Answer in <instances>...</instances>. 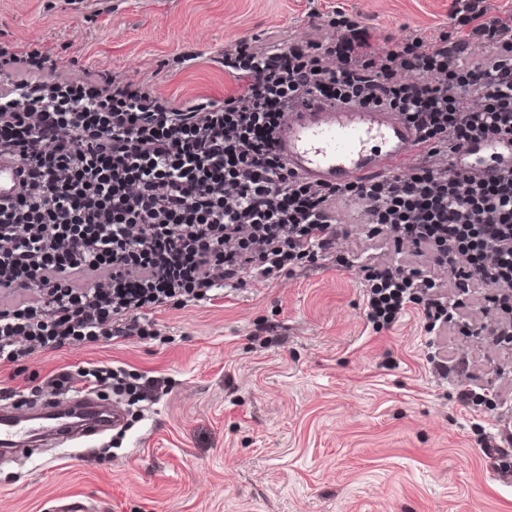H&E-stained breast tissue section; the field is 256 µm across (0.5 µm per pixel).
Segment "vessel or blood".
<instances>
[{"instance_id": "1", "label": "vessel or blood", "mask_w": 512, "mask_h": 512, "mask_svg": "<svg viewBox=\"0 0 512 512\" xmlns=\"http://www.w3.org/2000/svg\"><path fill=\"white\" fill-rule=\"evenodd\" d=\"M289 166L300 175L334 183L394 173L421 149L394 112L348 105L309 104L291 112L279 133ZM512 156V141L490 140L467 154L464 168H484L486 157ZM124 423V411L87 395L48 402L32 415L0 413V454L27 459L32 447L90 445Z\"/></svg>"}]
</instances>
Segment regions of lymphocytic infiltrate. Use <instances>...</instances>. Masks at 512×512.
Segmentation results:
<instances>
[{"mask_svg":"<svg viewBox=\"0 0 512 512\" xmlns=\"http://www.w3.org/2000/svg\"><path fill=\"white\" fill-rule=\"evenodd\" d=\"M494 2L452 7L447 27L380 49L356 15L313 7L314 37L226 45L231 90L185 103L104 70L72 77L43 41H0V159L20 167L0 200V367L75 342L155 340L161 310L275 284L330 255L345 265L340 202L367 240L405 257L359 265L374 331L415 309L426 335H470L467 297L480 288L482 332L512 347V166L459 164L469 145L512 135V12ZM305 100L388 108L423 150L403 172L308 180L277 138ZM74 375L141 391L122 366Z\"/></svg>","mask_w":512,"mask_h":512,"instance_id":"1","label":"lymphocytic infiltrate"}]
</instances>
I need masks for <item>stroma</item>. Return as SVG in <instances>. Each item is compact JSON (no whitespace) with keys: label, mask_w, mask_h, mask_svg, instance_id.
<instances>
[{"label":"stroma","mask_w":512,"mask_h":512,"mask_svg":"<svg viewBox=\"0 0 512 512\" xmlns=\"http://www.w3.org/2000/svg\"><path fill=\"white\" fill-rule=\"evenodd\" d=\"M360 13L374 48L406 27L448 21L452 0H325ZM307 0H0V39L42 40L62 59L151 80L182 102L224 96L225 45L310 35ZM197 53L193 65L180 57ZM165 342L72 344L36 354L27 373L0 368V406L53 398L47 379L75 366H124L151 399L122 429L78 448H42L0 463V512H512L504 480L479 448L489 409L457 398L478 383L507 392L512 356L491 340L443 338L469 372L429 369L409 310L374 331L357 269L319 261L280 283L246 285L217 305L157 315Z\"/></svg>","instance_id":"1"}]
</instances>
